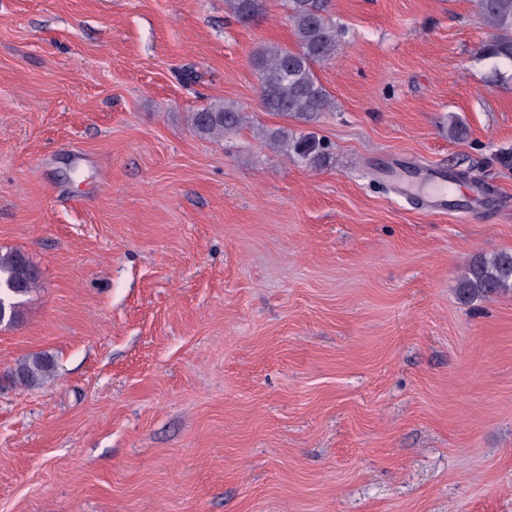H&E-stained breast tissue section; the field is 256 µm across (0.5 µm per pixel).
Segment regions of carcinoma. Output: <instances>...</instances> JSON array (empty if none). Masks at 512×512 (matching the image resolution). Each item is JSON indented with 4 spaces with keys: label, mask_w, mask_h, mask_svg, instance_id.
I'll use <instances>...</instances> for the list:
<instances>
[{
    "label": "carcinoma",
    "mask_w": 512,
    "mask_h": 512,
    "mask_svg": "<svg viewBox=\"0 0 512 512\" xmlns=\"http://www.w3.org/2000/svg\"><path fill=\"white\" fill-rule=\"evenodd\" d=\"M296 47L277 43L262 47L254 57L260 96L267 112L305 123L334 108L333 100L314 73V66L332 59L345 38V28L333 18L331 0H284ZM477 8L492 30L481 57L489 61L490 74L498 80L512 70V0H476ZM233 17L242 24L262 12V0H227ZM242 109L214 101L188 115L192 130L204 138H224L245 121ZM278 150L292 152L312 164L327 161L326 147L296 138L282 126L267 134ZM39 272L21 249L0 252V324L20 319L24 298L38 287ZM512 292V251L481 252L468 262L458 280L457 294L466 303ZM54 371L51 356L38 353L20 360L12 370L14 381L35 387Z\"/></svg>",
    "instance_id": "cac0c4a2"
}]
</instances>
